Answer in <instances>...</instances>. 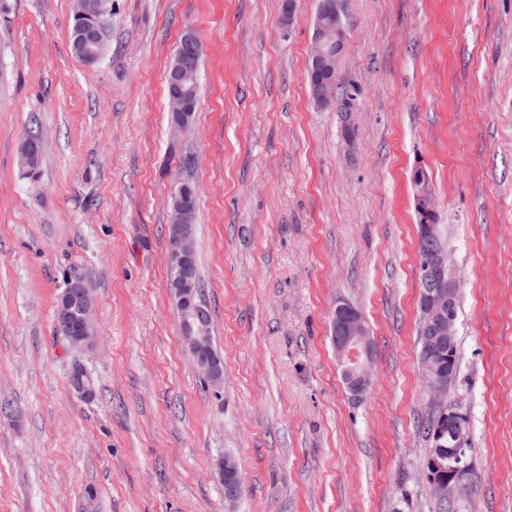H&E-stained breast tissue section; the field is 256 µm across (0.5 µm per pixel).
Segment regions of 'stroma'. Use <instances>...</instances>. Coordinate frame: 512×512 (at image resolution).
<instances>
[{
    "label": "stroma",
    "mask_w": 512,
    "mask_h": 512,
    "mask_svg": "<svg viewBox=\"0 0 512 512\" xmlns=\"http://www.w3.org/2000/svg\"><path fill=\"white\" fill-rule=\"evenodd\" d=\"M317 4L288 19L283 0H112L91 68L72 0H0V512H442L421 429L418 170L461 294L457 512H512V0H341L325 106L308 79ZM189 28L201 97L176 132L165 75ZM178 179L198 194L218 390L168 288ZM73 278L96 330L79 350L54 321ZM341 302L375 347L361 399L331 338ZM77 363L92 400L71 390ZM222 455L233 505L211 476ZM212 474L224 486V500L233 505L240 497V479L234 464L224 456H219L212 464Z\"/></svg>",
    "instance_id": "35a3bbf8"
}]
</instances>
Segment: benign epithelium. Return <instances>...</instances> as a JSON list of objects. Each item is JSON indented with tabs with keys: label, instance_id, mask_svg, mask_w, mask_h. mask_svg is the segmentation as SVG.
Here are the masks:
<instances>
[{
	"label": "benign epithelium",
	"instance_id": "obj_1",
	"mask_svg": "<svg viewBox=\"0 0 512 512\" xmlns=\"http://www.w3.org/2000/svg\"><path fill=\"white\" fill-rule=\"evenodd\" d=\"M73 16L80 21L75 36L82 58L95 65L102 55V27L112 15V0H73ZM318 22L315 25L310 51V78L316 86V102L326 105L335 98L336 70L343 57L346 33L339 0H319ZM199 58L198 38L193 30L185 32L177 56L170 69V82L177 87L168 99L169 112L173 116V129L183 131L197 107L184 86L195 79ZM415 186L416 207L424 222V236L429 245V261L423 268V289L419 293L420 325L431 342L453 345L456 336V299L459 289L456 282L448 279L450 265L447 247L438 243L439 231L432 192L423 172H418ZM195 188L187 181H178L171 200L169 224V267L175 271L170 286L173 303L181 319L183 341L187 349L197 356V366L213 383L223 380L221 358L212 346L210 336L211 314L204 301L199 285L191 275L194 210L191 196ZM92 296L82 283L69 285L56 308V318L63 327L65 341L72 347L89 345L94 336L90 318ZM332 335L336 359L342 368L343 379L349 392L355 397L365 396L373 383V343L365 320L359 310L349 304L336 307L332 321ZM424 377L431 388L434 411L448 418V430L439 431L434 437L428 469L434 472L441 467V448L448 447V481L432 478L435 491L443 500L448 498L449 481L457 480L470 470L465 456L466 425L459 412L444 404L447 391L445 383L437 376L431 352L424 351L421 358ZM69 382L72 391L84 400L95 396L93 381L82 366L71 370ZM212 474L224 486V500L234 504L240 497V479L234 464L219 456L212 464Z\"/></svg>",
	"mask_w": 512,
	"mask_h": 512
}]
</instances>
